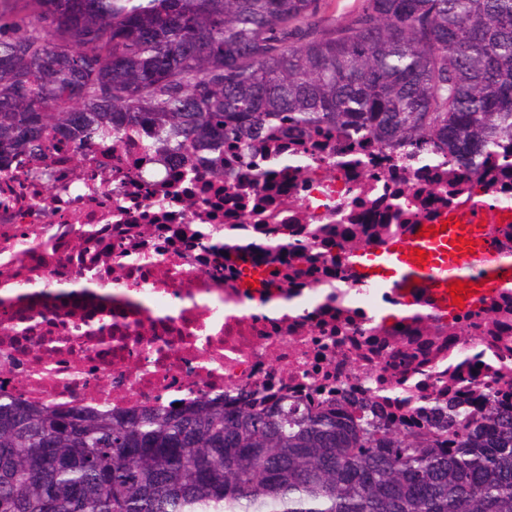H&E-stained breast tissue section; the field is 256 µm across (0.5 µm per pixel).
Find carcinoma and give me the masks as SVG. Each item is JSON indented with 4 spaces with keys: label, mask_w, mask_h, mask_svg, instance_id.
Here are the masks:
<instances>
[{
    "label": "carcinoma",
    "mask_w": 512,
    "mask_h": 512,
    "mask_svg": "<svg viewBox=\"0 0 512 512\" xmlns=\"http://www.w3.org/2000/svg\"><path fill=\"white\" fill-rule=\"evenodd\" d=\"M0 0V150L157 125L250 167L282 123L448 150L512 142V0ZM437 438L207 400L115 414L0 402V512H512V413ZM451 435L457 451L440 450Z\"/></svg>",
    "instance_id": "carcinoma-1"
}]
</instances>
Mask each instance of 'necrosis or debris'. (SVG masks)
<instances>
[{
	"mask_svg": "<svg viewBox=\"0 0 512 512\" xmlns=\"http://www.w3.org/2000/svg\"><path fill=\"white\" fill-rule=\"evenodd\" d=\"M259 151L248 171L128 125L0 152V401L288 406L418 441L449 411L476 428L489 405L511 410L512 284L387 318L406 298L362 284L345 252L512 211V165L470 177L333 127L284 126ZM250 265L262 287H244Z\"/></svg>",
	"mask_w": 512,
	"mask_h": 512,
	"instance_id": "4bbe7bcc",
	"label": "necrosis or debris"
}]
</instances>
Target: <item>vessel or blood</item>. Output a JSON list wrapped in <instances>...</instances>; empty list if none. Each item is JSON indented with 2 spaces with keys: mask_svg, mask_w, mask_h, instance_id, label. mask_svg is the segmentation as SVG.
<instances>
[{
  "mask_svg": "<svg viewBox=\"0 0 512 512\" xmlns=\"http://www.w3.org/2000/svg\"><path fill=\"white\" fill-rule=\"evenodd\" d=\"M502 218L500 211L477 208L448 215L442 226L420 225L408 238L357 260L359 279L395 285L409 298L425 294L441 312L453 310L451 286L458 282L465 286L464 304L486 299L494 287L512 282V257L499 256L486 232ZM419 249L425 261L415 260Z\"/></svg>",
  "mask_w": 512,
  "mask_h": 512,
  "instance_id": "obj_1",
  "label": "vessel or blood"
}]
</instances>
